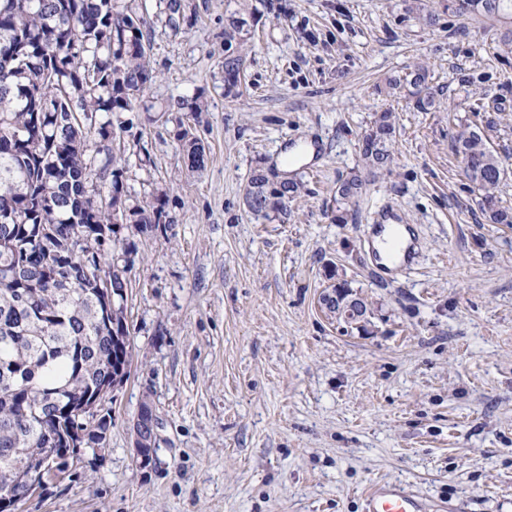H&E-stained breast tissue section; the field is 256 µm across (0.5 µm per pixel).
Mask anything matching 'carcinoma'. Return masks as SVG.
<instances>
[{
	"label": "carcinoma",
	"mask_w": 512,
	"mask_h": 512,
	"mask_svg": "<svg viewBox=\"0 0 512 512\" xmlns=\"http://www.w3.org/2000/svg\"><path fill=\"white\" fill-rule=\"evenodd\" d=\"M459 14L498 15L512 0H448ZM246 21L224 28V92L239 87L248 54ZM146 21L118 0H0V484L15 485L0 498V512H15L25 498L69 473L82 450L106 447L112 428L107 395L129 375L133 360L127 298L100 287L123 286L133 266L131 245L112 239V207L142 235L168 231L177 218L161 190L132 205L111 153L99 158L95 142H112L122 123L112 116L141 106L153 81ZM419 111L434 96L423 65L386 80ZM168 112L206 111L204 93L181 98ZM394 113L377 114L362 141L369 173L392 162ZM189 171L203 167L205 146L181 133ZM464 172L481 191L480 210L491 224H512L499 204L501 157L487 137L468 126L454 138ZM363 188L354 174L336 190L348 201ZM301 184H272L252 175L245 193L258 220L287 214ZM55 449L52 463L45 459Z\"/></svg>",
	"instance_id": "cac0c4a2"
}]
</instances>
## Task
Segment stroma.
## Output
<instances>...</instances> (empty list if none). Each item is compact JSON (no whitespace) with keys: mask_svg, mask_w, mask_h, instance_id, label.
<instances>
[{"mask_svg":"<svg viewBox=\"0 0 512 512\" xmlns=\"http://www.w3.org/2000/svg\"><path fill=\"white\" fill-rule=\"evenodd\" d=\"M122 3L147 21L154 109L122 113L111 150L129 195L167 190L178 222L125 232L133 362L106 448L21 512H365L380 481L441 512H512V227L486 222L452 146L461 125L485 133L512 208V18L427 26L405 0H181L173 23L160 0ZM232 16L253 48L228 97ZM417 63L427 112L377 90ZM200 90V117L164 111ZM386 109L393 163L337 205ZM183 127L206 147L202 171L186 168ZM308 143L312 161L280 168ZM259 169L302 183L287 220L248 212ZM386 210L420 243L390 277L366 251ZM337 278L365 302V328L323 305ZM147 400L160 441L143 468L130 425Z\"/></svg>","mask_w":512,"mask_h":512,"instance_id":"obj_1","label":"stroma"}]
</instances>
